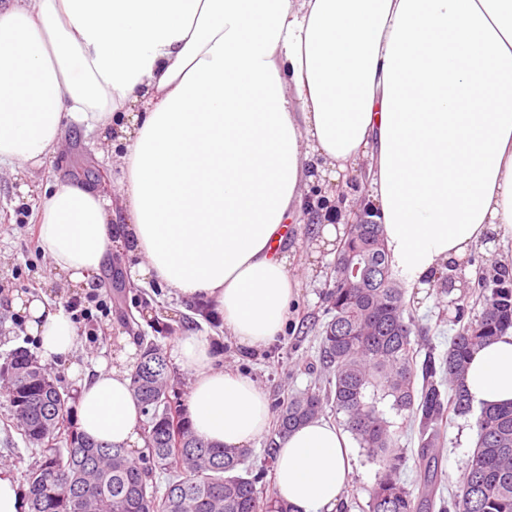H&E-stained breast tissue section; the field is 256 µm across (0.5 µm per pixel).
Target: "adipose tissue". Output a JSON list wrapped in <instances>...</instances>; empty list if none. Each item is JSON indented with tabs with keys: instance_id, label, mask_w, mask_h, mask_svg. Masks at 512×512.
I'll list each match as a JSON object with an SVG mask.
<instances>
[{
	"instance_id": "1",
	"label": "adipose tissue",
	"mask_w": 512,
	"mask_h": 512,
	"mask_svg": "<svg viewBox=\"0 0 512 512\" xmlns=\"http://www.w3.org/2000/svg\"><path fill=\"white\" fill-rule=\"evenodd\" d=\"M110 141L118 196L59 184L37 213L43 253L76 285L98 273L123 209L133 279L210 302L237 345L275 342L301 283L289 223L319 227L312 259L354 218L307 209L311 185L355 173L408 288L512 242V0H0V168L38 169L65 120ZM50 361L77 328L42 294L11 302ZM208 332L169 353L199 438L247 448L269 422L252 379L219 366ZM134 341L76 367L77 423L144 445ZM475 406L512 403V328L473 354ZM355 459L316 418L279 441L275 497L339 512Z\"/></svg>"
}]
</instances>
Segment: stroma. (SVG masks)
Here are the masks:
<instances>
[{
	"mask_svg": "<svg viewBox=\"0 0 512 512\" xmlns=\"http://www.w3.org/2000/svg\"><path fill=\"white\" fill-rule=\"evenodd\" d=\"M65 147L51 164L32 170H0V363L16 348L36 352L38 341L30 336L21 314L11 307L12 296L18 292L40 291L52 306H61L72 297L85 295L87 288L99 289L112 297V317L99 329L97 337L87 334L86 322H78V346L72 359L50 362L53 374L68 389L76 381L69 373L71 364L88 366L102 358H111L121 348L127 331L124 317L136 319L143 336L155 342L162 353L171 348L188 331L200 328L202 318L192 299L176 290L155 284L146 286L133 281L128 274L132 263L123 245L112 243L98 275L92 276L88 287L73 286L53 271L38 242L36 214L47 187L61 181L82 183L112 194L119 177L112 166L110 147L88 135L83 124L67 121L64 128ZM26 215V224H18L19 215ZM310 256L297 251L292 263V276L302 283L294 294L288 319L276 341L257 351L245 352L228 334H221L216 354L221 365L254 380L265 392L268 401L307 389L317 388L324 380L318 362L322 331L328 320L325 299L327 285L307 274ZM450 297L440 289H429L426 298L410 297L406 305L417 325L427 328L425 346L436 355H444L458 326ZM381 410L394 424V437L406 450V461L400 479L410 489H418V430L406 414L396 413L389 403ZM0 428L6 436L0 440V465L11 469L15 477H23L36 457L19 434L10 405L0 394ZM443 448L439 459L440 484L432 512H441L442 505L451 504L459 491L460 478L469 463L477 441L475 416L455 418L443 430ZM356 465L351 481L343 494L341 512H367L371 491L377 481L379 467L362 448H354Z\"/></svg>",
	"mask_w": 512,
	"mask_h": 512,
	"instance_id": "stroma-1",
	"label": "stroma"
}]
</instances>
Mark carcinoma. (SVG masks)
Returning a JSON list of instances; mask_svg holds the SVG:
<instances>
[{
	"label": "carcinoma",
	"instance_id": "1",
	"mask_svg": "<svg viewBox=\"0 0 512 512\" xmlns=\"http://www.w3.org/2000/svg\"><path fill=\"white\" fill-rule=\"evenodd\" d=\"M381 271L383 287L357 288L345 279L343 259ZM326 293L330 320L324 327L319 363L328 387L291 394L275 404V435L281 437L332 406L380 470L368 512H418L431 502L439 475L431 462L443 447L449 414L477 413L478 439L463 474L454 512H512V406L474 410L461 385L472 353L512 327V277L500 268H480L463 280V292L482 305L465 320L456 306L459 329L448 353L433 351L417 362L411 334L419 332L406 313L405 288L392 277L382 225L360 224L344 240ZM140 361L131 385L145 420V446L135 451L92 441L73 425L72 394L26 350H15L0 366V390L12 408L24 441L39 455L25 474L31 512H288L272 497H262L253 477L238 473L246 449L225 448L198 438L178 396L171 395L170 369L160 349L138 336ZM406 411L418 425L421 461L418 494L401 483L405 449L394 439L392 423L379 410ZM167 475L160 489L156 474Z\"/></svg>",
	"mask_w": 512,
	"mask_h": 512
}]
</instances>
